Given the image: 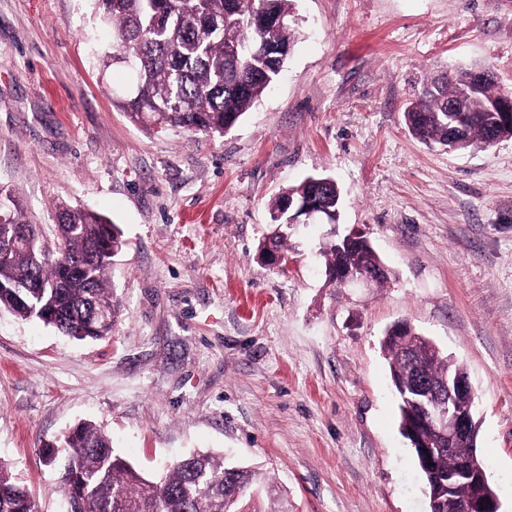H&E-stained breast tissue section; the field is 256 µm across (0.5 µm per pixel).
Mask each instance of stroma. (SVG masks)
Listing matches in <instances>:
<instances>
[{
  "label": "stroma",
  "instance_id": "obj_1",
  "mask_svg": "<svg viewBox=\"0 0 512 512\" xmlns=\"http://www.w3.org/2000/svg\"><path fill=\"white\" fill-rule=\"evenodd\" d=\"M292 9L277 81L209 137L130 121L135 75L103 67L95 0H0V187L46 237L65 203L125 241L105 338L0 309V462L38 512H65L44 444L84 422L153 477L194 451L253 467L277 490L255 512H429L381 348L397 322L464 366L478 454L512 512V138L451 153L403 117L460 68L512 92V0ZM316 175L339 187V222L291 229L274 269L258 256L270 202ZM333 233L369 238L392 278L331 283Z\"/></svg>",
  "mask_w": 512,
  "mask_h": 512
}]
</instances>
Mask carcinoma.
<instances>
[{"instance_id": "1", "label": "carcinoma", "mask_w": 512, "mask_h": 512, "mask_svg": "<svg viewBox=\"0 0 512 512\" xmlns=\"http://www.w3.org/2000/svg\"><path fill=\"white\" fill-rule=\"evenodd\" d=\"M292 0H98L101 21L112 50L103 57L104 68L124 54L136 73L134 90L119 102L131 121L145 127L180 128L191 133L222 134L238 121L279 75L295 41L289 23ZM231 29L239 51L230 55L224 31ZM471 71L430 81L403 116L419 139L438 144L457 128L464 147H488L492 139L512 135L485 105L502 95L494 79L486 80L451 112L458 87ZM315 190L306 181L287 189L271 204L280 216L274 231L259 245L279 252L288 242V214L282 204ZM323 206L336 212L340 192L327 186L318 191ZM6 223L27 226L38 235L40 227L27 220L22 201L0 188V216ZM56 239L62 252L45 260L43 247L17 248L0 261V308L24 319L35 318L76 339L98 338L90 322V304L120 314V303L108 286L111 253L122 250L119 228L101 215L61 204L57 207ZM330 282L341 269L359 273L381 263L371 243L349 247L334 239L321 250ZM391 382L398 400L400 429L411 430L428 406L418 400L411 384L414 374L439 381L461 371L448 357L435 354L428 339L414 329L386 331L382 341ZM69 448L59 475V487L68 512H250L246 496L259 474L253 468L196 452L177 459L155 480L114 453L112 441L90 425H82L63 439ZM473 451L468 443L455 454H443L426 466L420 451L412 449L427 492L435 475L456 468L457 456ZM0 512H36L28 491L16 484L0 465Z\"/></svg>"}]
</instances>
